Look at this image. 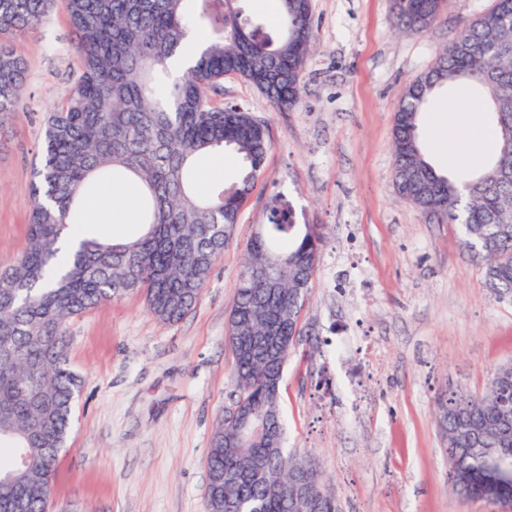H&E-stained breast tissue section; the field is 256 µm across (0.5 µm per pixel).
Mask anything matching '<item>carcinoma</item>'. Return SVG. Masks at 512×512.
Instances as JSON below:
<instances>
[{
  "label": "carcinoma",
  "mask_w": 512,
  "mask_h": 512,
  "mask_svg": "<svg viewBox=\"0 0 512 512\" xmlns=\"http://www.w3.org/2000/svg\"><path fill=\"white\" fill-rule=\"evenodd\" d=\"M53 0H0V122L16 112L24 92L25 62L13 41L41 24ZM243 0H65L81 74L68 86L44 129L34 168L28 241L0 271V512H54L52 498L61 451L82 379L70 367L69 322L98 305L132 293L144 295L157 319L176 323L197 304L212 268L224 253L229 228L263 171L271 142L267 126L233 104L215 106L211 93L224 76L248 81L279 108L301 101L303 71L316 35L310 0H278L277 33L249 17ZM444 0H392L397 27L421 34L439 19ZM202 40L184 76L171 80L168 61L183 52L186 37ZM451 41L429 72L405 88L393 122L395 188L430 224H459L468 255L481 263L496 299L512 301V0H494ZM469 81L484 96L500 134L498 150L467 181L436 170L419 140V117L434 95ZM233 150L242 161L239 181L198 193L199 155ZM134 177L142 185L143 232L129 242L107 243L91 230L66 256L59 242L82 224L83 195L107 179ZM322 233L299 225L291 205L272 210L247 257L229 311L227 339L240 319L276 324L277 348H256L233 361L237 391L257 418L284 434L280 391L269 384L283 372L294 341L303 335L299 314L316 272ZM512 397V366L498 367L481 396L451 391L437 403V424L448 461L463 483L464 500L512 508V431L498 414ZM481 439L476 455H458L469 436ZM29 463L12 468L16 453ZM262 469L266 483L224 486V470ZM210 493L205 512H224V501L263 512H289L280 485L288 472L318 498L320 512H336L333 494L319 487L310 460L280 448L225 434L219 420L207 457Z\"/></svg>",
  "instance_id": "cac0c4a2"
}]
</instances>
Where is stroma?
I'll list each match as a JSON object with an SVG mask.
<instances>
[{
    "label": "stroma",
    "instance_id": "stroma-1",
    "mask_svg": "<svg viewBox=\"0 0 512 512\" xmlns=\"http://www.w3.org/2000/svg\"><path fill=\"white\" fill-rule=\"evenodd\" d=\"M493 0H445L425 34L391 0H311L315 46L296 111L225 76L216 105L264 121L272 148L196 307L165 323L127 295L69 323L83 379L54 500L75 512H205L207 454L236 392L228 311L245 246L289 201L324 239L281 383L287 453L312 459L338 512H504L460 500L436 423L445 393L485 392L512 362V302L484 285L456 224L426 223L394 186L405 86ZM27 81L0 124V267L24 248L46 116L80 74L64 0L18 42Z\"/></svg>",
    "mask_w": 512,
    "mask_h": 512
}]
</instances>
